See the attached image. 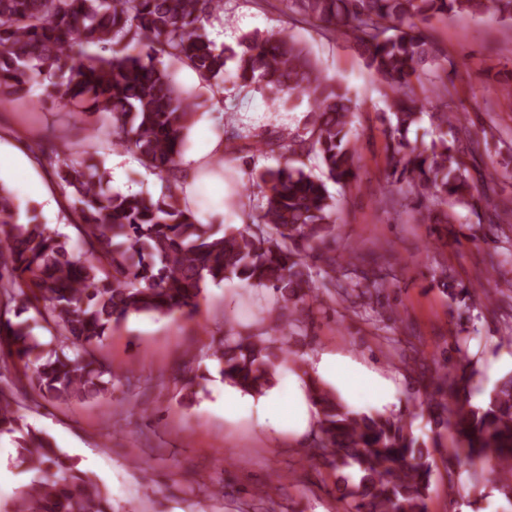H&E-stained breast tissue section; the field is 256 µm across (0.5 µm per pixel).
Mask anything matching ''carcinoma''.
<instances>
[{
    "label": "carcinoma",
    "mask_w": 512,
    "mask_h": 512,
    "mask_svg": "<svg viewBox=\"0 0 512 512\" xmlns=\"http://www.w3.org/2000/svg\"><path fill=\"white\" fill-rule=\"evenodd\" d=\"M297 11L353 39L366 66L384 85L391 117L387 186L403 182L421 196L474 207L495 192V177L475 179L465 158L488 145V135L461 141L436 84L419 97L412 78L440 65L439 49L415 21L449 12L492 14L512 22V0H289ZM224 11V0H0V106L39 88L86 135L75 148L41 150L37 163L52 171L77 230L76 249L23 208L0 183V302L17 304V320L0 316V359L32 371L31 385L50 402L98 398L112 389V374L95 355L115 327L132 315L189 316L206 284L238 279L279 293L270 317L277 333L314 298L309 252L335 237L336 198L328 183L360 176L352 138L360 105L340 80L322 75L307 48L283 31L248 32L241 51L224 55L205 25ZM395 31L388 36L386 32ZM234 59V73L226 70ZM188 67L212 95L231 80L242 92L260 91L276 103L288 96L309 106L304 127L256 139L237 135L215 159L253 153L285 158L255 185L264 204L240 227L202 222L183 196L179 163L197 101L175 81ZM424 113L440 136L420 150L407 135ZM125 147L164 181L158 196L113 193L104 185L102 151ZM34 309L61 339L53 349L22 314ZM272 336L229 332L213 353L224 382L262 395L277 382L288 350L274 351ZM467 372L442 375L425 402L451 435L468 465L472 488L493 476L512 501V372L502 376L479 406L459 404ZM321 418L307 456L337 471L349 470L344 495L355 512H427L431 449L407 432L403 417L357 411L335 391L313 384ZM14 398L0 389V436H16L27 470L37 474L11 512H112L110 496L79 462L51 446L22 422Z\"/></svg>",
    "instance_id": "cac0c4a2"
}]
</instances>
